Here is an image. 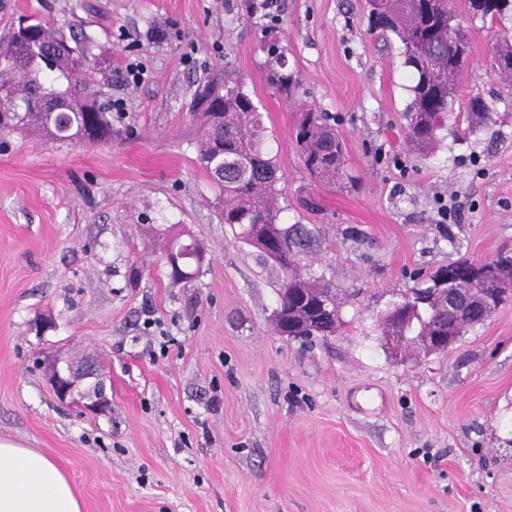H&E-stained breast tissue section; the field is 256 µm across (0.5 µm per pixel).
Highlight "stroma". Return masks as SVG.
<instances>
[{
  "instance_id": "1",
  "label": "stroma",
  "mask_w": 512,
  "mask_h": 512,
  "mask_svg": "<svg viewBox=\"0 0 512 512\" xmlns=\"http://www.w3.org/2000/svg\"><path fill=\"white\" fill-rule=\"evenodd\" d=\"M250 2L0 0V34L34 16L146 69L110 144L0 135V437L58 463L83 512H512V301L441 354L393 356L378 325L416 278L512 255V81L492 55L512 12L460 13L469 62L421 152L412 70L366 0H277L273 21ZM227 71L264 115L281 222L313 232L303 274L339 292L337 335L276 334L284 275L219 219L189 107ZM308 108L343 141L336 184L302 163ZM169 228L205 249L190 283L149 242ZM59 352L101 354L108 414L56 399Z\"/></svg>"
}]
</instances>
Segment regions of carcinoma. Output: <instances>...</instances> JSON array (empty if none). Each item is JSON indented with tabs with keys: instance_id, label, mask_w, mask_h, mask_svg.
<instances>
[{
	"instance_id": "obj_1",
	"label": "carcinoma",
	"mask_w": 512,
	"mask_h": 512,
	"mask_svg": "<svg viewBox=\"0 0 512 512\" xmlns=\"http://www.w3.org/2000/svg\"><path fill=\"white\" fill-rule=\"evenodd\" d=\"M379 2L378 17L368 16L370 26L393 33L402 45L404 63L416 74L412 87L414 114L409 138L419 149L429 150L436 132L443 126L452 102L457 79L466 61L459 47L469 51L462 28L448 31V18L457 16L456 5L481 18L494 21L512 7V0H500L493 10L482 0H367ZM26 42L13 43L12 34L0 39V90L27 104L21 116L0 120V134L39 132L56 142L105 145L112 142V109H102V95L112 87V59L108 51L88 35L68 34L41 20H31ZM44 46L56 49L57 68H42L38 53ZM496 67L512 78V39L504 36L492 46ZM283 52L272 51L268 60L270 80L288 88ZM224 87L218 99L221 112H192L197 162L212 178L224 197L219 213L235 238L259 250L263 258L284 273L276 304L288 302V322L276 318V331L292 336L307 328L316 336H332L344 322L336 318L329 330L321 326L317 308L331 294L332 285L322 278H305L298 272L297 251L311 242V233L301 224L280 221L277 184L280 169L276 159L263 151L267 128L252 98L236 81L220 79L203 87ZM53 93L61 111L43 109V99ZM295 141L305 168L316 180L334 183L344 167L342 140L316 112H305L295 125ZM498 273L497 287L512 292V258L493 261ZM473 262L468 260L439 267L434 275L448 273L453 281H465ZM433 308L415 317L410 331L431 336L453 332L463 335L489 316L461 314L446 321Z\"/></svg>"
}]
</instances>
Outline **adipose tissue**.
I'll return each instance as SVG.
<instances>
[{
    "label": "adipose tissue",
    "instance_id": "adipose-tissue-1",
    "mask_svg": "<svg viewBox=\"0 0 512 512\" xmlns=\"http://www.w3.org/2000/svg\"><path fill=\"white\" fill-rule=\"evenodd\" d=\"M0 512H82V502L49 456L0 438Z\"/></svg>",
    "mask_w": 512,
    "mask_h": 512
}]
</instances>
